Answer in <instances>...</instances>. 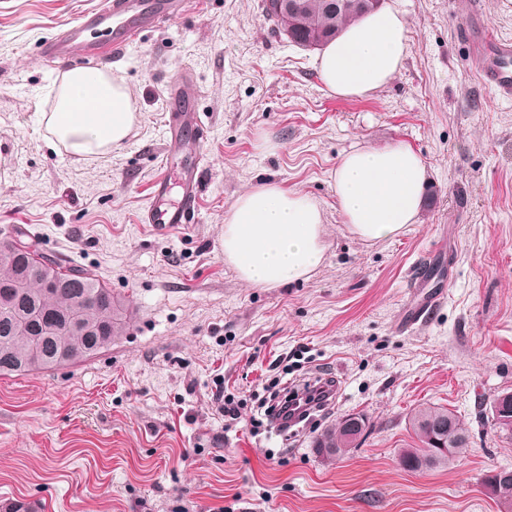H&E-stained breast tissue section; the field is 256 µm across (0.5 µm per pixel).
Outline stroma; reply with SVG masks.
Wrapping results in <instances>:
<instances>
[{
	"mask_svg": "<svg viewBox=\"0 0 512 512\" xmlns=\"http://www.w3.org/2000/svg\"><path fill=\"white\" fill-rule=\"evenodd\" d=\"M385 0L410 51L383 88L342 98L316 51L265 14V0H188L108 70L138 115L120 147L64 149L46 129L62 76L39 53L97 0H0V242L28 243L96 276L126 330L85 362L0 376V505L46 512H512L484 486L512 469L491 403L512 392V102L469 58L489 24L512 38V0ZM209 128L200 151L169 146L173 87ZM404 144L429 181L418 223L374 245L352 235L331 175L355 146ZM202 163L192 223L157 232L154 182ZM276 181L315 199L327 251L309 280L260 288L224 262V215ZM446 291L425 322L409 281ZM336 383L288 433L262 400L282 386ZM239 404L225 424L223 397ZM448 408L472 431L448 465L410 472V412ZM364 415L358 448L326 464L316 437Z\"/></svg>",
	"mask_w": 512,
	"mask_h": 512,
	"instance_id": "35a3bbf8",
	"label": "stroma"
}]
</instances>
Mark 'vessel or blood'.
Returning <instances> with one entry per match:
<instances>
[{"label": "vessel or blood", "mask_w": 512, "mask_h": 512, "mask_svg": "<svg viewBox=\"0 0 512 512\" xmlns=\"http://www.w3.org/2000/svg\"><path fill=\"white\" fill-rule=\"evenodd\" d=\"M181 9L180 0H100L97 7L79 15L56 38L44 42L39 54L58 68L103 70L123 59L144 31L172 21ZM480 45L497 59L494 66L487 67L482 54L474 55L480 76L496 94L512 101V40L489 30ZM171 110L196 141L206 138V124L181 92L173 93ZM181 188L179 203L169 204L168 184L158 179L142 215L144 223L161 230L191 223L199 195L197 172L185 174Z\"/></svg>", "instance_id": "1"}]
</instances>
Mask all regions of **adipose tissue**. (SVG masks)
I'll return each mask as SVG.
<instances>
[{
  "label": "adipose tissue",
  "mask_w": 512,
  "mask_h": 512,
  "mask_svg": "<svg viewBox=\"0 0 512 512\" xmlns=\"http://www.w3.org/2000/svg\"><path fill=\"white\" fill-rule=\"evenodd\" d=\"M409 53L406 23L381 9L347 26L326 44L318 58L325 88L340 97H361L387 85ZM88 111L76 118L72 97ZM136 116L125 88L76 69L47 127L78 154H103L120 146ZM338 205L352 233L375 243L400 235L417 223L428 181L426 166L411 147H356L333 172ZM224 260L254 286L276 288L303 280L323 263L326 240L323 213L308 194L265 182L239 194L224 216Z\"/></svg>",
  "instance_id": "ef3b65f1"
}]
</instances>
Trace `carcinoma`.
<instances>
[{
	"mask_svg": "<svg viewBox=\"0 0 512 512\" xmlns=\"http://www.w3.org/2000/svg\"><path fill=\"white\" fill-rule=\"evenodd\" d=\"M305 19L293 27L295 42L319 38L327 44L344 28L357 21L350 14H330L328 6L336 0H303ZM9 252L0 262V306L11 310L0 313V375L25 374L65 364L85 361L112 345L125 330L121 302L112 290L80 269H62L30 245L3 243L0 252ZM50 270L58 287L46 288L41 273ZM447 422L443 431L432 423ZM409 425L415 446L402 448L399 461L411 472L427 471L463 456L471 446L467 425L444 407L421 405L410 412ZM352 443L332 427L316 440L318 454L327 462L348 451ZM486 488L494 498L512 507V483L502 484L488 476Z\"/></svg>",
	"mask_w": 512,
	"mask_h": 512,
	"instance_id": "obj_1",
	"label": "carcinoma"
}]
</instances>
